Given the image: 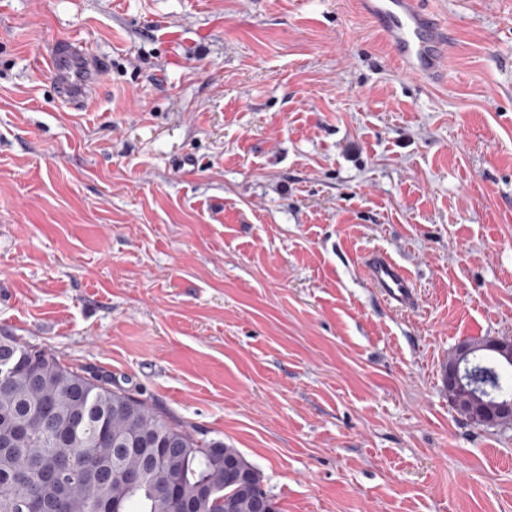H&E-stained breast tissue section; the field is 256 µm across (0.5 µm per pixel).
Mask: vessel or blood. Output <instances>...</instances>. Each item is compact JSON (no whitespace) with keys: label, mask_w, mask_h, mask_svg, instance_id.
Here are the masks:
<instances>
[{"label":"vessel or blood","mask_w":512,"mask_h":512,"mask_svg":"<svg viewBox=\"0 0 512 512\" xmlns=\"http://www.w3.org/2000/svg\"><path fill=\"white\" fill-rule=\"evenodd\" d=\"M361 12L374 21L392 60L404 75L442 79L454 42L448 19L424 9L422 0H358ZM56 101L72 110L84 109L107 77L108 63L84 42L61 38L46 54ZM366 277L385 302L413 306V280L401 263L383 250L364 263Z\"/></svg>","instance_id":"1"}]
</instances>
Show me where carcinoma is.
Wrapping results in <instances>:
<instances>
[{
	"label": "carcinoma",
	"instance_id": "cac0c4a2",
	"mask_svg": "<svg viewBox=\"0 0 512 512\" xmlns=\"http://www.w3.org/2000/svg\"><path fill=\"white\" fill-rule=\"evenodd\" d=\"M25 358L0 377V512H279L257 469L236 448L195 436L129 390L88 371H74L11 336L0 351ZM475 383L491 393L508 389L488 364H474ZM65 459L64 483L25 479ZM143 469L129 487L123 474ZM224 491L223 502L208 495Z\"/></svg>",
	"mask_w": 512,
	"mask_h": 512
}]
</instances>
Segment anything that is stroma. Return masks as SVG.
Listing matches in <instances>:
<instances>
[{"label":"stroma","instance_id":"obj_1","mask_svg":"<svg viewBox=\"0 0 512 512\" xmlns=\"http://www.w3.org/2000/svg\"><path fill=\"white\" fill-rule=\"evenodd\" d=\"M428 7L435 83L355 0H0V336L237 448L279 512H512V424L442 380L512 337V0ZM72 36L110 65L81 111ZM45 60L56 101L72 110L84 109L107 77L109 63L75 38L53 42ZM364 271L385 302L400 307L415 304L416 294L409 271L386 251L372 252L364 263Z\"/></svg>","mask_w":512,"mask_h":512}]
</instances>
